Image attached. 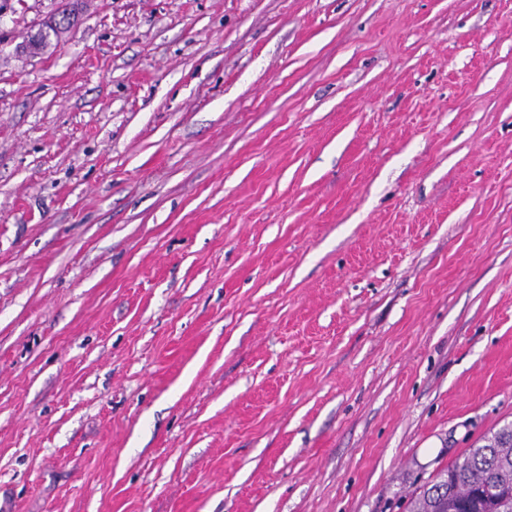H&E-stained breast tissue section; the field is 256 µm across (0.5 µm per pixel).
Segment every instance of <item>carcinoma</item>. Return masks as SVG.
Returning <instances> with one entry per match:
<instances>
[{"mask_svg":"<svg viewBox=\"0 0 512 512\" xmlns=\"http://www.w3.org/2000/svg\"><path fill=\"white\" fill-rule=\"evenodd\" d=\"M407 512H512V425L417 488Z\"/></svg>","mask_w":512,"mask_h":512,"instance_id":"1","label":"carcinoma"}]
</instances>
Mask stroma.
<instances>
[{
	"label": "stroma",
	"instance_id": "1",
	"mask_svg": "<svg viewBox=\"0 0 512 512\" xmlns=\"http://www.w3.org/2000/svg\"><path fill=\"white\" fill-rule=\"evenodd\" d=\"M510 422L512 0H0V512H405Z\"/></svg>",
	"mask_w": 512,
	"mask_h": 512
}]
</instances>
